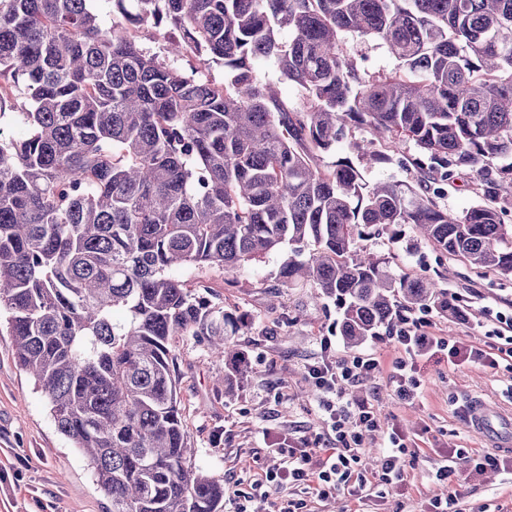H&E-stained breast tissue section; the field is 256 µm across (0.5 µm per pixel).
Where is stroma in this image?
I'll use <instances>...</instances> for the list:
<instances>
[{
    "mask_svg": "<svg viewBox=\"0 0 512 512\" xmlns=\"http://www.w3.org/2000/svg\"><path fill=\"white\" fill-rule=\"evenodd\" d=\"M345 52L369 73H391L397 62L386 46L347 36ZM372 141L386 162L368 165L351 149V142ZM417 153L413 145L392 147L372 140L369 130L352 128L346 142L328 154V161L349 158L371 184L399 182L416 185L420 173L409 165ZM482 178L458 171L438 200L441 207L460 214L486 203ZM398 274L424 277L447 289L460 309L444 316L434 310H413L412 318H426L433 334L451 341L481 345L497 316L512 317V275L479 270L462 258L442 253L431 243L406 233L400 239L380 234L366 242ZM288 257L279 250L253 261L234 274L189 266L180 275L189 283L205 281L208 297L249 320L235 342L251 363V371L232 392L224 390V363L212 357L206 342L196 336L177 337L173 353L177 395L192 449L193 468L223 479V512H275L281 492L262 494L254 482L264 470L278 465L276 447H304L327 442L325 416L306 366L321 355L345 356L374 352L392 360L396 352L387 335L369 337L361 347L347 343L336 328L332 302H313L310 285L279 287L275 273ZM419 398L397 400L388 373L352 388L357 399L370 400L405 435L416 458L408 465L405 484L386 502L358 504L341 493L320 501L317 512H426L433 497L455 492L462 512H512V476L501 472L474 473L458 460L451 484L434 479L440 461L452 448H484L469 431L463 415L467 406L482 400L512 411V372L455 359L423 363ZM110 500L96 484L85 455L73 448L56 428L42 392L16 362L15 346L0 331V512H111Z\"/></svg>",
    "mask_w": 512,
    "mask_h": 512,
    "instance_id": "1",
    "label": "stroma"
}]
</instances>
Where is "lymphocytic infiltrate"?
Segmentation results:
<instances>
[{"mask_svg":"<svg viewBox=\"0 0 512 512\" xmlns=\"http://www.w3.org/2000/svg\"><path fill=\"white\" fill-rule=\"evenodd\" d=\"M489 344L475 346L449 342L434 335L427 320L402 319L391 338L397 355L390 365L392 378L400 399L418 398L420 384L413 377L418 363L447 353L467 362L490 368L505 367L512 371V318H501L488 332ZM384 364L372 353L347 355L333 361L310 364L308 375L320 395L319 404L327 415V426L334 441L326 447L287 449L276 470L262 474L256 485L270 490L283 484L303 487L305 498L282 500L278 512H313L315 501L332 492L343 491L353 500L383 497L384 489L402 483L404 469L415 449L409 448L398 432L389 428V421L366 401L355 399L349 389L371 378ZM386 431L384 446L373 467L363 463V444L368 436ZM450 461L435 472L439 481H448L455 473L454 459L467 458L474 471L488 469L512 473V458L476 449L454 448Z\"/></svg>","mask_w":512,"mask_h":512,"instance_id":"lymphocytic-infiltrate-1","label":"lymphocytic infiltrate"}]
</instances>
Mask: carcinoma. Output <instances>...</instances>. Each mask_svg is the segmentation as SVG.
<instances>
[{
    "instance_id": "1",
    "label": "carcinoma",
    "mask_w": 512,
    "mask_h": 512,
    "mask_svg": "<svg viewBox=\"0 0 512 512\" xmlns=\"http://www.w3.org/2000/svg\"><path fill=\"white\" fill-rule=\"evenodd\" d=\"M90 2L0 0V120L23 104V133L0 127V313L112 512H221L224 481L189 465L173 342L208 337L230 392L248 323L174 269L235 273L287 244L278 281L312 283L352 346L452 308L367 251L372 235L409 226L512 275V0H110V26ZM347 34L395 71L368 74ZM268 58L300 105L258 78ZM214 63L227 80L204 76ZM358 125L416 145L423 184L322 164ZM463 168L491 202L455 215L435 197ZM344 51L358 62L369 73L375 75L391 73L397 62L386 46L377 41L362 40L348 35L344 40Z\"/></svg>"
}]
</instances>
